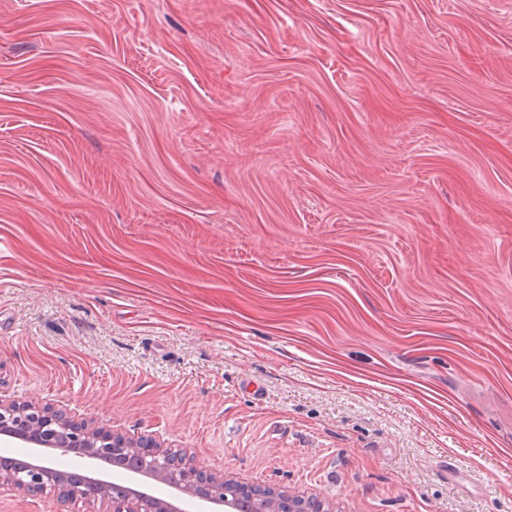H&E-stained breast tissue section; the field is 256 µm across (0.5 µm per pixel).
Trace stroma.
<instances>
[{
    "label": "stroma",
    "mask_w": 512,
    "mask_h": 512,
    "mask_svg": "<svg viewBox=\"0 0 512 512\" xmlns=\"http://www.w3.org/2000/svg\"><path fill=\"white\" fill-rule=\"evenodd\" d=\"M0 396L512 512V0H0Z\"/></svg>",
    "instance_id": "obj_1"
}]
</instances>
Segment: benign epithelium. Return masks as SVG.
<instances>
[{
  "label": "benign epithelium",
  "instance_id": "obj_1",
  "mask_svg": "<svg viewBox=\"0 0 512 512\" xmlns=\"http://www.w3.org/2000/svg\"><path fill=\"white\" fill-rule=\"evenodd\" d=\"M0 435L43 448L66 450L71 442L88 447L85 457L96 461L133 459L136 474L167 484L191 497L201 492L202 500L227 509H238L231 495L245 494L253 512H332L315 496L292 494L280 487L245 483L196 463L186 449L170 456L172 447L146 433H129L106 426L94 418H76L64 408H54L36 401L0 398ZM53 478L45 466L27 463L21 470L0 472V487L11 486L27 495H48L58 503L81 502L102 507L100 512H177L169 502L157 505L152 496L130 489L125 494L107 496L110 482L97 477H82L79 483L66 479L50 487Z\"/></svg>",
  "mask_w": 512,
  "mask_h": 512
}]
</instances>
